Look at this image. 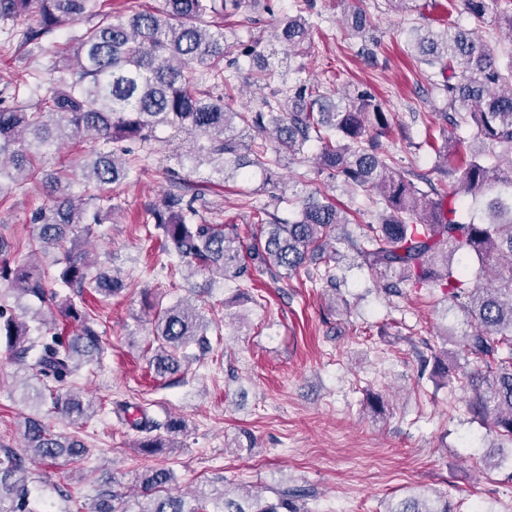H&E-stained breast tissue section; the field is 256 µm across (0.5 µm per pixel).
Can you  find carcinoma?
Returning <instances> with one entry per match:
<instances>
[{"label":"carcinoma","instance_id":"carcinoma-1","mask_svg":"<svg viewBox=\"0 0 512 512\" xmlns=\"http://www.w3.org/2000/svg\"><path fill=\"white\" fill-rule=\"evenodd\" d=\"M344 11L353 34L366 30L361 0H348ZM471 21L492 23L508 32L512 44V0H460ZM245 0H164L162 8L144 11L132 4L128 14L112 17L99 9V0H0V31L5 42L32 54L40 40L80 22L85 28L61 45L67 76L48 88L39 107L0 108V190L3 182L37 180V154L66 140L84 136L98 143L80 166L86 197L73 192L66 171L44 179L48 204L32 212L29 223L44 248L55 250L56 272L26 265L13 257L14 246L0 237V298L37 303L57 311L42 320L32 334L13 309L0 304V342L10 360L36 381L25 399L41 403L52 399L54 409L73 424H86L104 413L82 398L59 389L73 382L83 364L103 354L97 318L84 299L87 289L110 298L124 289L123 280L105 271L92 273L80 239L93 226L112 219V195L107 186L130 173L153 170L151 157L168 141L157 137L165 128L184 135L177 163L192 172L208 170L210 181L248 176L259 167L267 180L281 161V152L317 147L321 169L343 178L353 195L365 196L378 221L367 224L349 239L352 260L368 269L391 275L390 293L403 287L439 288L466 310L472 329L463 334L467 357L477 369L465 373L474 396L467 401L473 418L487 433L512 442V48L497 52L460 26L439 33L414 28L407 45L416 52L422 74L448 102L435 118L455 128L471 129V136L507 157V164L489 163L473 154L452 172L451 185L431 192L421 190L417 174L398 171L379 151V138L394 128L395 115L372 93L355 89L339 102L305 81H285L259 101L255 109L232 111L218 93L231 85L237 60L229 59L224 29L218 21L235 15ZM37 9L39 28L15 37L10 23ZM276 42L298 50L310 38V24L302 15L288 16L278 25ZM253 131L259 144H247ZM134 142L145 149L134 154L120 146ZM169 191L148 205L147 213L161 231L165 250L177 255L194 274L222 272L237 283L238 296L258 304L245 291L251 273L275 278L280 270L301 268L310 258L322 261L327 281L331 264L339 260L331 232L347 224L345 212L320 201L301 188L293 197L301 208L286 221L259 224L249 243L241 240L236 224H207L194 202ZM485 218L474 213L476 206ZM479 266L469 277L466 260ZM61 282L73 291L64 300L53 288ZM77 327L75 335L65 326ZM210 322L200 304L181 301L154 314L155 373L163 377L178 370L188 345L204 354L210 350ZM184 423L158 420L141 413L136 428L144 433L138 448L155 453L165 447L162 433H176ZM23 439L27 455L0 446V512H30L27 460L52 464L65 457L82 464L88 449L76 436L52 430L41 419L27 417ZM173 470L155 466L140 477L147 506L140 512H209L207 499L190 504L170 492ZM106 479L90 503L77 512H127L122 495ZM272 496L224 498L222 512H299L298 489L276 488ZM386 512H448V499L411 496Z\"/></svg>","mask_w":512,"mask_h":512}]
</instances>
